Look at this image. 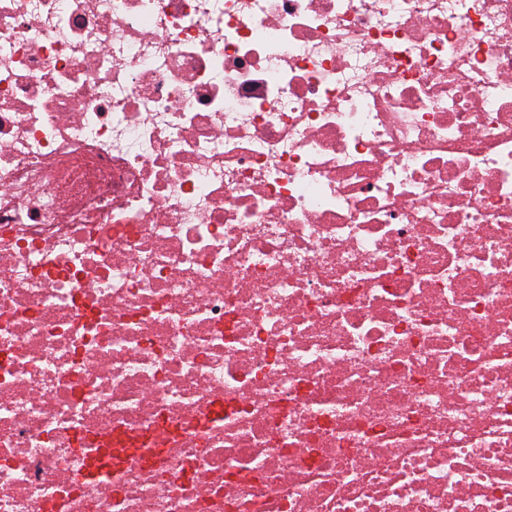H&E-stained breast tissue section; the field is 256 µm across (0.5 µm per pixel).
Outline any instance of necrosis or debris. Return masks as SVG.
<instances>
[{"instance_id": "4bbe7bcc", "label": "necrosis or debris", "mask_w": 512, "mask_h": 512, "mask_svg": "<svg viewBox=\"0 0 512 512\" xmlns=\"http://www.w3.org/2000/svg\"><path fill=\"white\" fill-rule=\"evenodd\" d=\"M0 512H512V0H0Z\"/></svg>"}]
</instances>
